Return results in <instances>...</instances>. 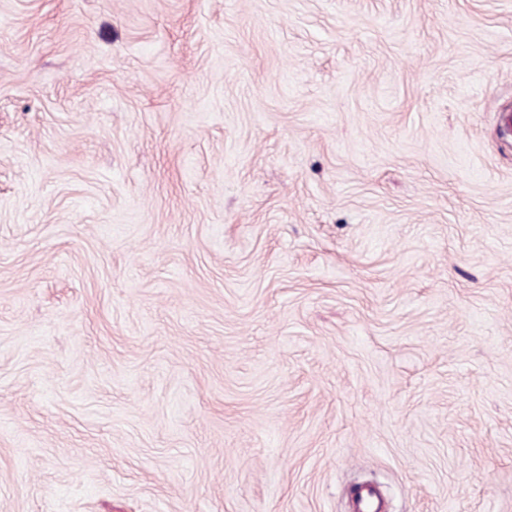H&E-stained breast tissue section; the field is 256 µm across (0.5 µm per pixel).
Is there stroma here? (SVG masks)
<instances>
[{
	"label": "stroma",
	"mask_w": 512,
	"mask_h": 512,
	"mask_svg": "<svg viewBox=\"0 0 512 512\" xmlns=\"http://www.w3.org/2000/svg\"><path fill=\"white\" fill-rule=\"evenodd\" d=\"M512 0H0V512H512ZM354 511L356 512H381L383 504L378 489L374 485L361 486L355 492H351Z\"/></svg>",
	"instance_id": "obj_1"
}]
</instances>
